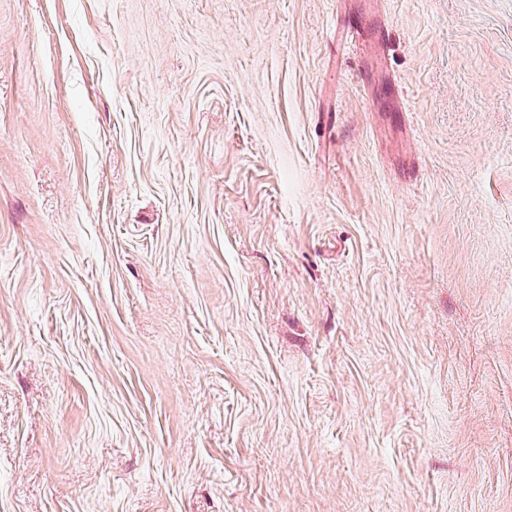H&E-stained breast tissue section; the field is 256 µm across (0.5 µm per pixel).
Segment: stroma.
I'll use <instances>...</instances> for the list:
<instances>
[{"label":"stroma","instance_id":"stroma-1","mask_svg":"<svg viewBox=\"0 0 512 512\" xmlns=\"http://www.w3.org/2000/svg\"><path fill=\"white\" fill-rule=\"evenodd\" d=\"M0 512H512V0H0Z\"/></svg>","mask_w":512,"mask_h":512}]
</instances>
